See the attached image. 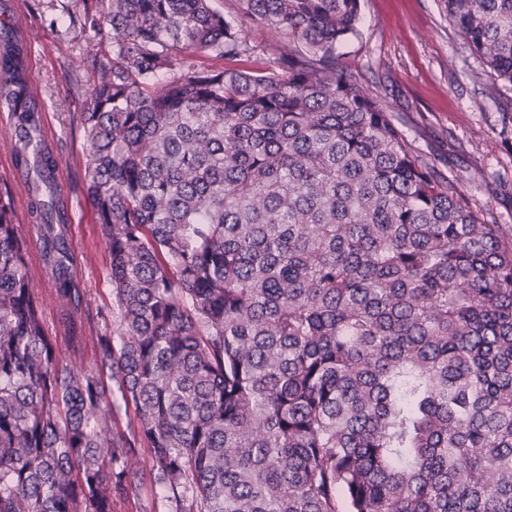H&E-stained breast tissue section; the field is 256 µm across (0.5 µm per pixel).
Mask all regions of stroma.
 <instances>
[{
  "label": "stroma",
  "mask_w": 512,
  "mask_h": 512,
  "mask_svg": "<svg viewBox=\"0 0 512 512\" xmlns=\"http://www.w3.org/2000/svg\"><path fill=\"white\" fill-rule=\"evenodd\" d=\"M83 0H0V17L29 31V73L44 135L61 163L58 184L91 304L112 303L105 246L87 197L80 114L88 103L98 39L83 27ZM359 84L397 113L415 149L495 224L512 225V86L497 80L448 18L442 0H361L355 34L336 47ZM0 136V190L16 223H29L25 183L16 181Z\"/></svg>",
  "instance_id": "1"
}]
</instances>
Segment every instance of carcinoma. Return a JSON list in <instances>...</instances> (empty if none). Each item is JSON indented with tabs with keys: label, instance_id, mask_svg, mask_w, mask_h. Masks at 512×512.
<instances>
[{
	"label": "carcinoma",
	"instance_id": "carcinoma-1",
	"mask_svg": "<svg viewBox=\"0 0 512 512\" xmlns=\"http://www.w3.org/2000/svg\"><path fill=\"white\" fill-rule=\"evenodd\" d=\"M237 2L275 43L211 0H85L110 336L89 335L107 313L21 48L0 37L53 285L49 309L1 192L0 512H141L148 483L168 512H512V225L339 62L360 0ZM444 2L512 85V0Z\"/></svg>",
	"mask_w": 512,
	"mask_h": 512
}]
</instances>
